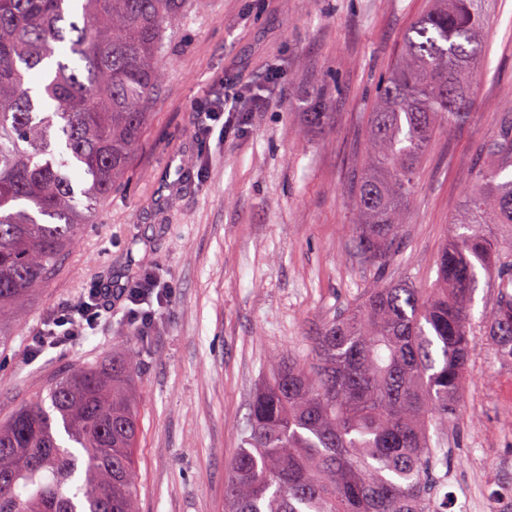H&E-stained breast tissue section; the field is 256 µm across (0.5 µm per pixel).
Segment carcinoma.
<instances>
[{
  "mask_svg": "<svg viewBox=\"0 0 512 512\" xmlns=\"http://www.w3.org/2000/svg\"><path fill=\"white\" fill-rule=\"evenodd\" d=\"M480 0H432L379 86L352 186L357 256L375 277L311 337L275 357L229 463L224 512H448L432 491L484 314L512 362V117L485 142L436 279L385 276L436 131L462 124L487 29ZM193 0H0V346L54 276L93 206L112 196L158 92L165 33ZM135 356L74 368L0 424V512H138Z\"/></svg>",
  "mask_w": 512,
  "mask_h": 512,
  "instance_id": "carcinoma-1",
  "label": "carcinoma"
}]
</instances>
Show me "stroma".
I'll list each match as a JSON object with an SVG mask.
<instances>
[{
  "label": "stroma",
  "instance_id": "35a3bbf8",
  "mask_svg": "<svg viewBox=\"0 0 512 512\" xmlns=\"http://www.w3.org/2000/svg\"><path fill=\"white\" fill-rule=\"evenodd\" d=\"M430 0H195L168 33L165 80L120 187L98 204L76 247L0 347V423L78 365L136 357L141 424L139 512H224L228 463L249 427L269 359L311 356V338L373 279L354 248L351 181L378 86ZM487 51L465 124L434 135L387 273L419 286L472 186L484 142L512 116V0H484ZM276 83H266L269 71ZM234 82L246 129L202 135L200 110ZM324 94L320 128L303 112ZM193 165H184V158ZM172 290L147 337L120 287L143 273ZM113 289L110 318L69 343L30 353L32 338L90 285ZM478 288L459 417L448 424L451 493L482 512L512 497V363L499 359Z\"/></svg>",
  "mask_w": 512,
  "mask_h": 512
}]
</instances>
